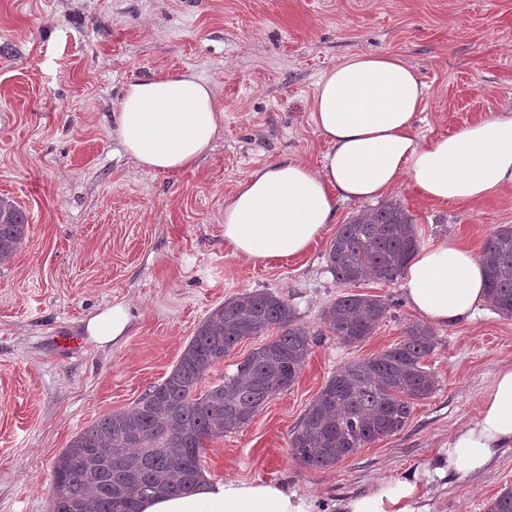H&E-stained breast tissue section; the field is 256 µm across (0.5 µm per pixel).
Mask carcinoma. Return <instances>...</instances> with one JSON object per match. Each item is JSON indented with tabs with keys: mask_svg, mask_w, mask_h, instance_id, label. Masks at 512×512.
<instances>
[{
	"mask_svg": "<svg viewBox=\"0 0 512 512\" xmlns=\"http://www.w3.org/2000/svg\"><path fill=\"white\" fill-rule=\"evenodd\" d=\"M28 217L0 198V264L26 238ZM418 248L414 219L397 201L361 211L340 226L329 244L327 266L338 284L366 274L394 282ZM487 300L512 318V225L500 226L480 255ZM391 303L378 296L342 295L324 309L326 332L344 346L374 334ZM277 330L253 348L235 371L198 393L210 371L246 338ZM377 354L347 362L332 374L295 426L289 447L308 468L325 469L406 425L412 402L432 395L435 374L423 361L437 345L422 324ZM313 337L288 299L245 291L214 308L198 326L171 372L136 405L108 413L78 432L53 469L52 512H139L141 499L173 495L202 476L208 442L247 425L276 394L288 389L311 353ZM488 512H512V488Z\"/></svg>",
	"mask_w": 512,
	"mask_h": 512,
	"instance_id": "cac0c4a2",
	"label": "carcinoma"
}]
</instances>
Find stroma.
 <instances>
[{
    "label": "stroma",
    "mask_w": 512,
    "mask_h": 512,
    "mask_svg": "<svg viewBox=\"0 0 512 512\" xmlns=\"http://www.w3.org/2000/svg\"><path fill=\"white\" fill-rule=\"evenodd\" d=\"M399 55L427 85L424 142L512 116V0H0V198L28 214L24 243L0 265V512H50L53 464L96 419L130 408L176 363L206 315L245 290L288 298L314 338L305 366L253 421L208 442L214 481H274L315 512L432 461L473 423L496 372L512 364V319L483 304L436 328L425 364L439 381L398 433L325 469L297 462L291 432L341 365L405 337L420 317L400 283L338 285L327 252L366 201H341L305 254L252 264L224 246V202L254 167L283 156L318 165L311 120L320 74L351 55ZM212 82L224 131L196 168L138 170L115 133L129 82L170 69ZM389 199L420 244L473 251L512 225V184L477 202L434 204L405 185ZM344 294L392 301L361 345L323 334ZM117 302L133 320L119 344L86 339L89 315ZM84 347L64 349V337ZM512 487V449L468 483L426 484L430 512H487Z\"/></svg>",
    "instance_id": "obj_1"
}]
</instances>
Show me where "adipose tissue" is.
<instances>
[{"instance_id":"ef3b65f1","label":"adipose tissue","mask_w":512,"mask_h":512,"mask_svg":"<svg viewBox=\"0 0 512 512\" xmlns=\"http://www.w3.org/2000/svg\"><path fill=\"white\" fill-rule=\"evenodd\" d=\"M425 85L400 57H346L319 78L311 119L329 145L319 168L284 158L252 169L224 203V244L249 262L304 253L322 236L341 200L382 197L401 182L423 199L480 201L512 183V116L496 115L421 143L414 121ZM224 130L215 87L191 70H167L130 82L116 133L141 170L193 169ZM402 290L410 308L448 327L469 319L485 300L479 258L455 240L417 250ZM132 321L127 305L89 317L85 333L98 345L122 341ZM512 447V364L495 375L478 417L440 449L434 473L468 481ZM306 496L262 480L199 482L176 496L142 502L140 512H313ZM341 512H429L418 475L385 479L352 495Z\"/></svg>"}]
</instances>
